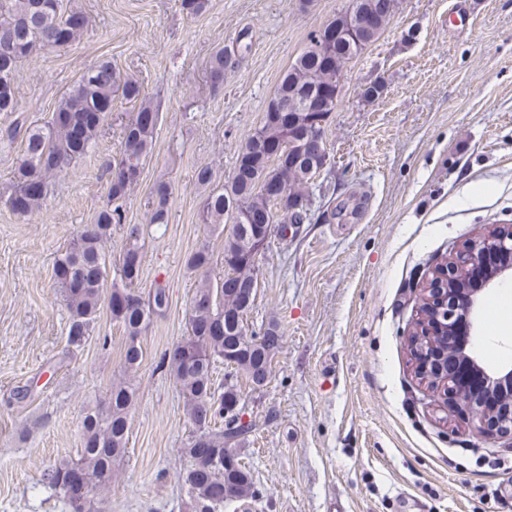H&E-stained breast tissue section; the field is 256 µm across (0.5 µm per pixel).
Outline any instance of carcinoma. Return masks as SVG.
<instances>
[{"label": "carcinoma", "instance_id": "obj_1", "mask_svg": "<svg viewBox=\"0 0 512 512\" xmlns=\"http://www.w3.org/2000/svg\"><path fill=\"white\" fill-rule=\"evenodd\" d=\"M398 7L389 0V11L379 17L378 30L359 36L370 46L385 32ZM88 26L87 16L67 9L63 0H0V80L16 82L22 60L41 50L60 48L73 42ZM348 15L338 14L326 25L311 31L307 45L283 74L270 99L263 123L242 143L230 187L213 189L202 200L201 223L230 229L224 237V268L227 274L213 282L201 280L195 290L188 335L165 355V368L178 388L186 414L193 426L184 448L190 465L178 475L187 496L189 512H224V505L249 502L258 496L250 470L241 462L238 446L251 432L227 413L240 400L236 384L215 385L217 365L232 359L234 371L245 376L252 388L260 384L263 365L272 362L280 347L276 323L253 330L245 317L241 289L258 278L256 256L259 241L238 229L240 215H254L264 224L276 225L280 237L292 224L307 216L312 173L307 152L289 146L298 133L308 128L305 100L319 88L336 86L348 64L363 53L356 40L347 36ZM231 54L216 50L210 60L213 85L224 83V71ZM138 104L123 127L118 158L110 166L106 201L91 224H84L70 247L54 263V287L69 312L68 341L78 345L89 335L101 309L124 328L126 336L142 335L152 317L168 304L165 288L158 285L143 297L134 289L141 264L130 259L142 254L143 231L127 223L124 198L137 184L127 176L132 167L142 168L152 150L159 112L142 95L141 86L122 77L112 63L101 61L88 68L80 81L64 96L44 127L15 123L0 132L12 144L21 140L23 156L14 172L13 190L8 197L12 211L29 216L38 211L49 195L51 176L65 172L91 152L115 98ZM276 182L286 192L283 200L271 201L263 192L265 184ZM172 187L159 182L148 199V223L159 227L169 223ZM126 226L122 260L112 265L107 243L112 225ZM211 262L209 245L192 253L188 263L207 270ZM143 358L142 347L125 346L121 375L114 378L105 400L86 407L81 420L82 448L76 458H62L48 465L43 477L60 494L69 512H89L91 497L112 485L127 451L129 413L136 401L134 374ZM202 432L204 447L218 458L236 464L211 469L196 476L204 464L195 433Z\"/></svg>", "mask_w": 512, "mask_h": 512}]
</instances>
